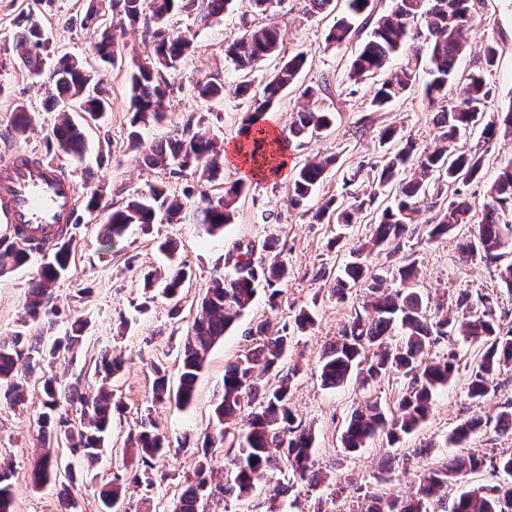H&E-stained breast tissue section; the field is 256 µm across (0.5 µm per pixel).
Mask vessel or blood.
<instances>
[{
    "instance_id": "vessel-or-blood-1",
    "label": "vessel or blood",
    "mask_w": 512,
    "mask_h": 512,
    "mask_svg": "<svg viewBox=\"0 0 512 512\" xmlns=\"http://www.w3.org/2000/svg\"><path fill=\"white\" fill-rule=\"evenodd\" d=\"M78 188L71 176L28 151L0 160V220L54 235L78 210Z\"/></svg>"
}]
</instances>
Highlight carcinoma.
<instances>
[{"instance_id": "obj_1", "label": "carcinoma", "mask_w": 512, "mask_h": 512, "mask_svg": "<svg viewBox=\"0 0 512 512\" xmlns=\"http://www.w3.org/2000/svg\"><path fill=\"white\" fill-rule=\"evenodd\" d=\"M475 0H393L390 11L379 14L377 0H346L347 10L326 36L329 46L353 42L361 33L366 38L353 58L348 77L358 81L383 70L395 56L403 63L395 76L382 82L373 95L372 106L380 111L390 102L410 90L416 83L422 54H427L430 82L426 87L429 102L437 101L448 84L455 79L459 56L472 48L470 33L475 21ZM232 0H93L80 25L97 35V56L115 63L121 48L114 31L102 26V12L119 17L118 23L138 26L151 39L153 52L132 60L130 74L129 129L127 139L135 145L140 129L164 117L165 102L170 93L168 72L190 52L194 33L191 29L170 27V16L179 12L195 13V24L208 27L221 20ZM16 46L20 50L21 66L30 75L47 76L51 91L45 101L48 112L61 113L52 128L59 151L80 157L86 150L84 126L70 116V105H85L84 112L93 120L103 116L110 107V89L87 71L83 60L65 53L50 57L49 42L40 21L30 12L16 16ZM280 35L272 23L249 25L237 38L224 45V53L243 72L236 93L250 103L246 134L251 136L245 147L252 157L266 162L274 156L273 145L267 143L264 130L258 123L272 111L284 92L290 89L306 64L299 52L281 60L274 73L256 89L250 73L259 61L278 56ZM486 67L495 65L498 42L491 37L478 48ZM326 86H308L300 94L302 102L293 113L288 138L305 140L319 135L334 120V113L315 106V97ZM200 101L219 99L224 95V83L216 77L199 82L192 88ZM490 90L483 76L470 75L462 82V101L448 111L438 113L436 138L443 147L432 152L414 154L411 144L397 149L377 173V188L397 186L396 202L383 209L369 239L350 250L351 259L341 274L334 278L331 294L342 299L353 288L364 285L369 301L356 313L351 324L338 338L324 348L319 360L320 379L327 387L336 388L354 379L363 387L372 382L395 378L404 381L397 397V410L388 415L377 403L367 401L356 408L343 430L340 441L347 453H353L377 439L389 445L415 432L429 415L437 391L461 378L464 389L474 403H480L495 390L497 377L512 366V327L501 331L496 320L495 299L489 293L471 296L462 292L456 300L461 311L448 316L438 305L429 306L413 288L415 264L405 262L389 268L386 274L399 282L400 289L384 287L387 278L372 273L368 259L381 247L392 246L408 232L409 226L419 223L422 204L429 196L441 199L444 188L460 180L482 178L484 162L477 152L448 153L447 143L477 127L490 138L497 129L512 130V106L495 122L484 121ZM31 113L19 106L12 114L11 126L20 134L31 124ZM145 166L158 169L171 178L197 176V185L217 180L223 170V153L207 133L193 127L187 120L180 133L159 142L143 158ZM328 162H309L297 168L291 178L290 206L303 207L327 169ZM245 186L235 183L224 188V194L211 197L200 190L196 208L199 223L206 234L220 235L224 226L233 220L235 204ZM164 184L152 187L147 194H133L122 207L102 211V194L93 191L88 196V209L102 217L103 236L108 241L123 237L131 224L148 228L156 214L164 212L170 224L182 220L183 198ZM365 200L355 196L347 206L328 202L314 218L353 223ZM480 220L460 245L465 259H479L493 265L501 281L512 288V224L506 214L512 211V161L502 165L481 204L460 192L445 199L430 225V236H448L463 224H470L474 211ZM77 225L63 231L55 243L44 247V241L24 231L0 238V275L27 264L35 251L49 253L47 261L33 278L24 306L21 328L10 336H0V385L6 386L3 400L9 406L24 402L25 376L38 375L42 383L45 411L40 413L44 452L33 469V482L40 486L51 481L73 483L71 466L54 446H63L72 458L97 461L107 448L112 429V416L121 409L109 381L122 368V362L106 351L95 359L94 375L100 387L96 394L72 397V387L62 384L55 375L38 374L41 365L73 352L82 344L84 325L74 320L64 335L52 342H43L41 334L31 329L53 323L59 315L55 303V283L70 269L77 244ZM277 238L265 239L261 246L253 242L240 244L230 255L232 273L216 274L200 301L201 313L192 324L180 353L181 373L177 389H172L162 367H155L152 400L173 402L180 408L192 404L199 371L216 343L234 327L251 307L257 286L270 290L268 300L277 305L282 293L280 286L288 280V262L283 251L276 250ZM190 274L173 268L159 277H145V289L159 288L172 300L180 295ZM251 343L238 359L224 371V391L212 411L213 426L201 445V455L193 476L185 477V486L173 506V512H206L211 498L224 501L248 497L260 481L269 483L267 512H288L284 496L296 485L318 487L321 484L315 470L314 442L311 429L302 424L288 402L289 384L296 368L286 367L288 335L270 331L269 324L259 322L249 331ZM461 342L477 346V351L465 362L456 349ZM445 344L448 353L438 359L429 358L430 349ZM79 403L80 418L71 420L59 412L62 402ZM487 422L474 415L457 426L446 442L466 447L472 436ZM496 430L512 434V401L504 402ZM137 466L124 475L115 474L98 486L101 512H116L125 496L126 486H154L151 461L165 451V439L158 424L150 416L141 418L138 431L130 438ZM227 447L228 468L224 482H209L208 455L216 448ZM291 473L292 482L283 484L274 478L280 465ZM512 477V450L486 458L484 456L453 455L441 465L427 469L417 478V491L411 498L376 494L368 495L371 504L364 512H435L432 506L448 495V486L485 466ZM10 469L0 464V512H14ZM450 512H512V481L489 488L481 486L455 496Z\"/></svg>"}]
</instances>
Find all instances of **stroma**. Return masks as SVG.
I'll return each mask as SVG.
<instances>
[{
  "label": "stroma",
  "instance_id": "stroma-1",
  "mask_svg": "<svg viewBox=\"0 0 512 512\" xmlns=\"http://www.w3.org/2000/svg\"><path fill=\"white\" fill-rule=\"evenodd\" d=\"M87 5L88 0H0V158L14 149L35 152L71 175L80 195L100 186L108 203L118 207L130 195L149 192L152 186L164 181L173 193L182 194L189 187V180L166 181L164 174L147 168L142 158L155 143L176 133L191 117L218 147L241 140L249 106L234 92L239 74L225 58L224 45L240 34L245 23L257 21L250 0H234L232 10L206 28L195 27L191 15L174 17V26L195 28L193 49L169 72L172 91L166 102L165 120L143 128L141 145L136 149L130 147L127 139V67L121 63L106 64L92 52L95 35L80 26ZM24 8L42 21L56 50L87 62L89 69L112 90L111 111L104 120L86 128L88 151L83 158L58 151L51 138L57 115L43 109L47 88L30 77L19 63L14 21ZM345 9V0H338L334 8L312 15L307 13L303 0H282L274 12L272 19L281 29L284 54H307V65L294 87L265 118L268 126L286 138L288 167L277 176L246 180L238 169L225 166L224 183L242 181L247 190L237 202L234 219L225 226L223 235H207L189 207L181 223L160 222L147 233L134 224L112 244L103 240L98 219L87 210H79L74 261L70 272L54 287L66 316L57 323L44 325L43 331L48 336H60L69 318L84 321L82 346L55 366L63 382L78 386L82 393L92 391V358L99 351H110L124 361L123 370L113 382L124 405L112 423L110 444L114 453L103 456L92 469L81 461L74 464L76 481L71 492L79 512H99L100 502L90 481L93 475L108 478L122 470L120 450L147 414L164 430L168 448L153 462L152 490L129 487L125 506L128 512H172L185 476L193 471L197 448L211 426L213 406L223 391L224 370L247 347L248 330L265 319L272 329L290 330L288 363L299 368L290 383V405L314 430L316 468L323 477L319 487L293 488L289 512H312L317 504L324 512H360L369 503L368 483L380 472L385 474L386 481L373 488L376 493H413L416 474L453 455V448L444 444L445 438L476 413L488 425L470 441V450L494 455L512 448V436L499 435L494 428L502 403L512 399V370L501 373L498 395L479 406L468 398L462 382L449 384L435 395L430 414L421 427L396 445L377 440L350 455L341 447L345 421L360 402L374 399L390 411L401 389L400 384L391 380L364 390L352 381L328 388L323 386L318 369L325 346L350 323L366 294L365 288L357 287L345 299H336L329 293L330 279L349 260L353 244L370 234L382 209L392 203L393 194L380 192L375 204L364 209L357 223L350 226L319 224L312 214L329 199L346 203L351 194L369 191L376 168L392 149L391 144L381 141L384 129H396L400 136L412 141L417 151L434 150V121L439 110L452 108L460 101V85L453 82L438 105L430 106L424 95L429 76L423 71L411 91L394 100L385 111H374L371 100L377 79L354 82L348 78L358 43L336 48L325 42L328 30ZM476 11L474 43H481L489 35L498 42L494 67L483 71L490 89L488 106L494 112L512 104V0H482ZM213 76L224 82L223 100L202 104L189 96L190 87ZM324 82L329 90L322 93L317 105L335 112V126L312 139H288V124L300 92ZM20 105L28 108L33 120L24 133L14 134L10 131V120ZM456 147L483 156L482 179L461 186L464 195L483 200L499 164L512 159V133L501 132L487 140L475 131L458 140ZM325 157L333 158L334 163L326 170L306 208L288 207L293 168ZM267 210L280 212L279 223H263L261 215ZM434 215V210L424 211L415 232L401 239L399 251L373 253V272L395 266L405 258L414 260L418 270L415 286L426 299L451 308L462 291L494 293L498 298L499 325L504 330L511 328L512 290L501 282L495 267L480 261L465 267L459 264L458 246L468 235V228H459L442 238H430L429 225ZM271 235L277 236L283 245L290 269L278 308H271L266 289L258 288L246 314L211 350L196 381L191 407L180 410L168 402H152L154 366L166 368L170 379L179 377L180 349L215 269L223 267L224 258L235 243L259 242ZM167 239L178 245V262L192 271V280L176 304L161 296L147 299L143 288L144 273L166 265L158 245ZM45 260V255H33L24 267L0 276V336L19 329L32 279ZM302 308L313 312L316 323L301 333L294 331L292 324L296 311ZM42 410L43 396L35 384L29 385L23 406L12 408L0 403V458L12 464L15 512H58L60 486L36 487L30 480L41 454L37 419Z\"/></svg>",
  "mask_w": 512,
  "mask_h": 512
}]
</instances>
